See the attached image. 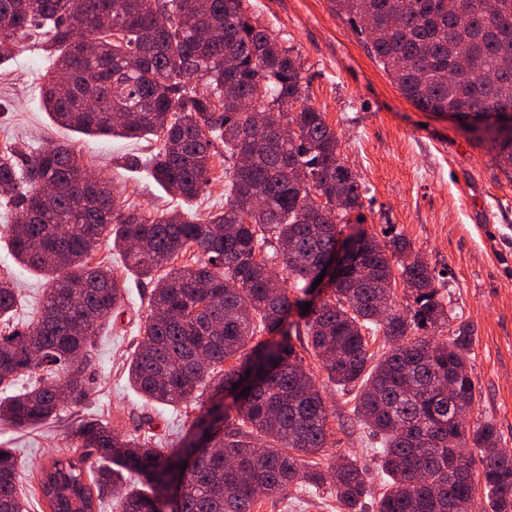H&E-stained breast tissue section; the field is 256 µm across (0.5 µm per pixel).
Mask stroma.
Listing matches in <instances>:
<instances>
[{
    "instance_id": "35a3bbf8",
    "label": "stroma",
    "mask_w": 512,
    "mask_h": 512,
    "mask_svg": "<svg viewBox=\"0 0 512 512\" xmlns=\"http://www.w3.org/2000/svg\"><path fill=\"white\" fill-rule=\"evenodd\" d=\"M247 7L282 45L299 52L306 94L335 128L341 158L361 185L365 229L379 237L404 236L440 272L439 290L456 323L472 331L469 372L475 401L468 420L493 423L503 447L512 450V173L496 164L488 143L457 121L410 103L372 55L365 35L337 15L332 0H247ZM51 63L48 52L23 41L13 59L0 65V150L12 147L26 156L53 143L70 146L82 167L117 187L121 209L202 215L223 210V182L211 183L196 200L185 202L154 181L144 161L158 148L155 138L89 137L57 125L42 103ZM15 220L11 206L0 204V281H12L19 289L12 321L25 326L42 301L47 280L13 259L8 228ZM92 260L125 279L127 295L95 338L87 398L39 426L0 422V448L16 455L25 481L51 457L76 447L77 429L85 421L100 420L119 433L175 445L210 405L207 392L184 408L152 403L132 388L126 365L152 287L127 269L111 243H102ZM296 351L327 405L326 457L349 455L365 463L372 494L380 496L385 486L375 441L355 416L356 388L328 382L310 346ZM260 512L338 508L329 491L312 495L293 487L278 499L263 500Z\"/></svg>"
}]
</instances>
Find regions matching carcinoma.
<instances>
[{"mask_svg":"<svg viewBox=\"0 0 512 512\" xmlns=\"http://www.w3.org/2000/svg\"><path fill=\"white\" fill-rule=\"evenodd\" d=\"M0 0V64L18 40L42 36L55 51L43 105L59 125L92 136L161 142L146 160L164 190L191 201L223 158L224 210L152 215L121 211L103 177L82 182L73 149L53 145L20 163L0 152V189L19 212L9 246L21 266L48 278L38 318L0 334V390L17 376L42 372L28 387L0 399V420L34 426L86 396L92 336L119 308L125 284L91 256L103 242L128 268L153 283L149 311L128 367L130 384L147 400L186 405L206 388L223 395L193 434L212 453L183 469L182 448H158L97 420L79 428V444L39 469L37 489L20 485L17 459L0 448V512H28V495L50 512H94L125 474L150 492L127 490L121 512H256L262 497L290 484L330 486L339 512H365L368 469L355 459L321 464L309 456L327 447V406L298 361L293 339L305 336L328 379L359 383L356 413L380 437L377 455L388 488L375 512H479L476 482L491 512H512V453L496 427L455 420L473 405L471 333L440 295L435 270L411 243H385L361 227V186L342 161L339 137L325 113L308 103L299 52L282 46L247 13L246 0ZM336 13L360 23L371 51L403 96L425 112L469 122L480 111L512 107V0H333ZM191 14L199 27L187 29ZM111 18V28L101 20ZM95 44L94 54L84 45ZM142 54L136 71L126 57ZM235 84V98L224 96ZM68 87L61 97L57 87ZM512 170V125L471 126ZM253 160L240 165L242 151ZM43 182L57 192L37 198ZM357 213L358 255L331 295L302 312L339 226ZM191 253L194 264L174 265ZM412 290L406 313L393 284ZM17 293L0 281V321ZM300 320H290L293 311ZM382 331L390 348L368 365L365 333ZM240 365L222 373L230 359ZM456 386L450 396L443 382ZM238 388H233V384ZM481 468L474 469L473 451ZM182 472L181 486L172 479Z\"/></svg>","mask_w":512,"mask_h":512,"instance_id":"1","label":"carcinoma"}]
</instances>
